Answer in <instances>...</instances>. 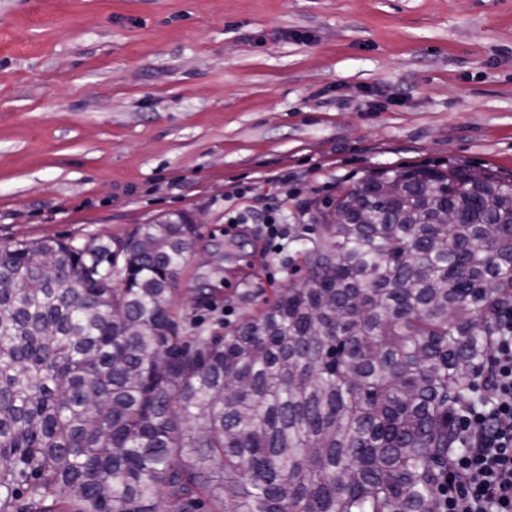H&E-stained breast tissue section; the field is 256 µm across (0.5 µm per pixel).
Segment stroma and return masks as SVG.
<instances>
[{"label": "stroma", "mask_w": 512, "mask_h": 512, "mask_svg": "<svg viewBox=\"0 0 512 512\" xmlns=\"http://www.w3.org/2000/svg\"><path fill=\"white\" fill-rule=\"evenodd\" d=\"M451 165L512 174V0H0V243L197 219L181 335L302 281L341 188ZM233 220L230 224H261L262 232L264 233L265 241L270 246L274 244L276 239L282 235L281 230L279 229L280 224H274L271 220L265 216L262 218L261 222L251 213L250 210L245 211L244 213H239L235 217H232Z\"/></svg>", "instance_id": "35a3bbf8"}]
</instances>
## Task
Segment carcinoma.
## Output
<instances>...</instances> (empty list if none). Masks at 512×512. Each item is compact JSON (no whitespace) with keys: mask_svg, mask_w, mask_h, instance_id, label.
I'll list each match as a JSON object with an SVG mask.
<instances>
[{"mask_svg":"<svg viewBox=\"0 0 512 512\" xmlns=\"http://www.w3.org/2000/svg\"><path fill=\"white\" fill-rule=\"evenodd\" d=\"M470 172L341 189L306 281L222 336L177 332L184 215L1 243L0 512H435L512 309V176Z\"/></svg>","mask_w":512,"mask_h":512,"instance_id":"cac0c4a2","label":"carcinoma"}]
</instances>
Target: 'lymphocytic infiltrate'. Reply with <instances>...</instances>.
I'll list each match as a JSON object with an SVG mask.
<instances>
[{
  "label": "lymphocytic infiltrate",
  "mask_w": 512,
  "mask_h": 512,
  "mask_svg": "<svg viewBox=\"0 0 512 512\" xmlns=\"http://www.w3.org/2000/svg\"><path fill=\"white\" fill-rule=\"evenodd\" d=\"M473 384L485 403L457 420L463 449L448 465L442 512H512V311L494 325L493 348Z\"/></svg>",
  "instance_id": "lymphocytic-infiltrate-1"
}]
</instances>
